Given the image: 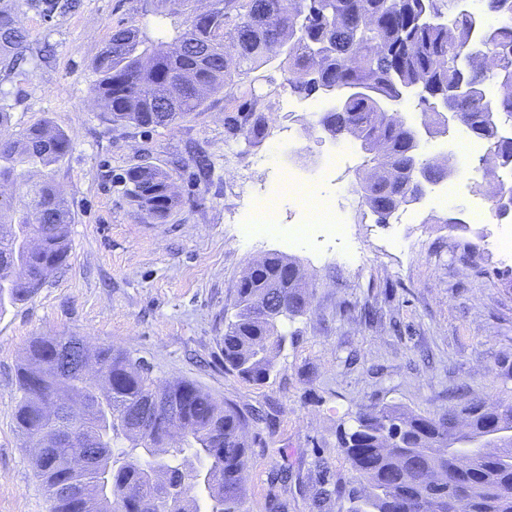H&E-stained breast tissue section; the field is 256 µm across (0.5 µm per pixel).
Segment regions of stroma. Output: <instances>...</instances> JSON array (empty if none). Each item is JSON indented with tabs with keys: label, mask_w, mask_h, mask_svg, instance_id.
<instances>
[{
	"label": "stroma",
	"mask_w": 512,
	"mask_h": 512,
	"mask_svg": "<svg viewBox=\"0 0 512 512\" xmlns=\"http://www.w3.org/2000/svg\"><path fill=\"white\" fill-rule=\"evenodd\" d=\"M32 34L23 76L0 73V91L21 130L49 120L70 139V153L48 175L71 213L66 262L29 300L0 305V512H51V503L14 420L18 367L41 336L85 337L131 353L159 383L187 380L244 414L245 472L251 512H346L331 491L347 478L336 439L357 412L394 404L425 415L474 401L512 399V263L498 260L491 236L512 231V216L490 212L478 155L459 152L464 127L424 147L428 158L453 155L449 202L407 206L408 224H380L355 194L368 155L341 184L350 239L327 247H288L297 222L278 199L276 236L247 234V216L272 170L255 155L271 153L292 126L299 164L313 167L334 147L309 113L282 110L285 73L261 68L271 121L257 144L225 135L241 101L240 85L208 97L198 112L168 127H116L92 101L94 61L113 27L152 19L150 0H19ZM212 162L199 181L189 147ZM168 171L182 205L164 223L145 219L126 194L125 173L143 162ZM459 213L464 227L431 223ZM296 259L311 289L308 315L288 324V341L270 380L257 386L224 368V329L246 265L270 254ZM287 469V484L272 482Z\"/></svg>",
	"instance_id": "obj_1"
}]
</instances>
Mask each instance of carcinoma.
I'll use <instances>...</instances> for the list:
<instances>
[{
	"label": "carcinoma",
	"mask_w": 512,
	"mask_h": 512,
	"mask_svg": "<svg viewBox=\"0 0 512 512\" xmlns=\"http://www.w3.org/2000/svg\"><path fill=\"white\" fill-rule=\"evenodd\" d=\"M481 10L457 0H211L208 19L198 0H152L154 35L135 24L112 30L94 62L93 101L115 126L168 127L197 111L206 98L238 81L247 97L226 131L249 144L265 138L269 119L256 110L261 67L278 63L291 94L309 98L329 88L359 86L342 109L317 123L332 137L341 131L371 155L358 192L377 223L387 224L412 202L415 182H436L455 171L453 156L416 160L409 153L401 107L414 98L421 117L438 120L448 90L466 85L473 96L454 101L464 126L483 141L482 168L512 171V0H484ZM183 17L180 23L175 17ZM30 33L15 0H0V72L29 63ZM473 54L495 66L462 68ZM67 135L47 121L0 140V183L23 195L0 199V300L23 302L69 252L72 215L65 196L42 170L70 152ZM137 211L165 221L181 204L171 175L149 163L127 172ZM311 302L300 264L271 253L242 272L224 331V367L246 382L266 383L287 342L285 324L307 315ZM68 336L41 337L27 350L17 375L19 431L37 449L33 464L52 512H249L244 472L249 418L196 384L155 385L147 365L109 346L93 349L100 379L94 383L57 364ZM95 407L73 425L71 447L57 450V424L43 406L57 391ZM178 402L172 422L178 442L156 456L164 426L144 430L141 408L152 397ZM422 415L393 405L359 412L340 435L351 479L338 481L336 497L347 512H512V401ZM93 438L107 483L97 471L75 472L65 456ZM127 442L120 458L114 448Z\"/></svg>",
	"instance_id": "obj_1"
}]
</instances>
